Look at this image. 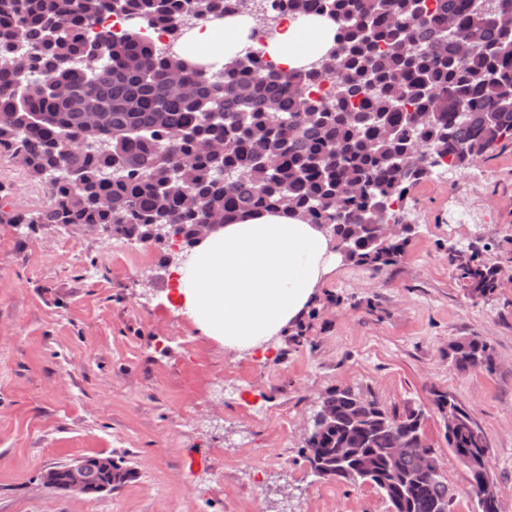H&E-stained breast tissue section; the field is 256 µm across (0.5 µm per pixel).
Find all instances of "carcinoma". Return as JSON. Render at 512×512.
Masks as SVG:
<instances>
[{
  "mask_svg": "<svg viewBox=\"0 0 512 512\" xmlns=\"http://www.w3.org/2000/svg\"><path fill=\"white\" fill-rule=\"evenodd\" d=\"M0 0V150L25 160L50 183L51 204L38 217L1 216L7 224L95 225L130 240L149 238L150 225L176 224L194 244L197 224L281 210L324 228L345 259L373 270L395 264L409 239L379 241L374 219L395 215L413 184L443 165L462 170L512 141V0H261L269 35L286 12L336 25L332 46L316 61L283 73L254 48L224 63L230 76L194 69L181 57L189 17L210 21L244 16L249 0ZM119 15L115 35L101 20ZM159 28L171 42L158 52L144 30ZM179 79L188 95L173 92ZM329 81L328 95L314 84ZM104 110L105 125L84 126L82 109ZM112 136V154L64 141ZM175 147V153L166 147ZM436 153L437 163L425 161ZM123 170L102 177L114 158ZM403 163L414 175H401ZM448 261L473 298L493 293L495 266L476 257ZM459 369L493 366L475 337L450 345ZM357 394L335 389L319 413L332 426L313 435L322 465L354 471L395 512H451L452 493L437 456L426 455L423 415H398L376 402L356 407ZM437 408L458 417L448 446L488 469V444L462 407L439 395ZM400 448L398 481L385 449Z\"/></svg>",
  "mask_w": 512,
  "mask_h": 512,
  "instance_id": "1",
  "label": "carcinoma"
}]
</instances>
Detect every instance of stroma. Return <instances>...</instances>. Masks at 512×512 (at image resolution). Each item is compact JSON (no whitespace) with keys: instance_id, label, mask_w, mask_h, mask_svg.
<instances>
[{"instance_id":"obj_1","label":"stroma","mask_w":512,"mask_h":512,"mask_svg":"<svg viewBox=\"0 0 512 512\" xmlns=\"http://www.w3.org/2000/svg\"><path fill=\"white\" fill-rule=\"evenodd\" d=\"M50 202L0 153V212ZM461 207L473 223H450ZM396 209L416 226L404 257L378 271L337 257L264 357L226 351L172 308L173 240L0 223V512H388L374 488L319 478L306 457L311 419L339 386L422 411L452 512H480L434 403L447 394L486 436L499 512H512V278L474 300L448 263L472 247L512 268V143L435 168ZM471 336L493 370L450 362ZM93 455L128 479L94 496L43 486L46 468Z\"/></svg>"}]
</instances>
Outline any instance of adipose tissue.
Wrapping results in <instances>:
<instances>
[{"instance_id":"adipose-tissue-1","label":"adipose tissue","mask_w":512,"mask_h":512,"mask_svg":"<svg viewBox=\"0 0 512 512\" xmlns=\"http://www.w3.org/2000/svg\"><path fill=\"white\" fill-rule=\"evenodd\" d=\"M248 33L240 18L211 21L194 28L185 46L203 61L223 63ZM331 39L327 21L291 20L264 49L289 71L314 60ZM334 258L330 238L316 226L263 212L224 225L194 248L189 267L176 271V300L226 350L264 355L301 316Z\"/></svg>"}]
</instances>
